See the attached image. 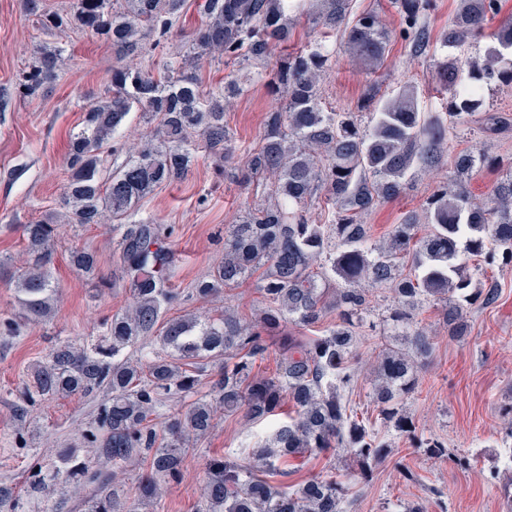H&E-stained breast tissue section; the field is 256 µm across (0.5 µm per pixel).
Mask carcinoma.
Listing matches in <instances>:
<instances>
[{"instance_id": "obj_1", "label": "carcinoma", "mask_w": 512, "mask_h": 512, "mask_svg": "<svg viewBox=\"0 0 512 512\" xmlns=\"http://www.w3.org/2000/svg\"><path fill=\"white\" fill-rule=\"evenodd\" d=\"M395 3L402 36L422 48L426 34L419 18L425 3ZM181 7L182 0L117 5L74 0L68 8L41 14V21L49 30L79 26L123 55L137 57L144 50L142 29L161 44ZM496 8V0H460L442 35L444 52L432 60L435 80L448 93L455 128L467 131L476 124L480 132L494 134L508 125V118L495 113L477 116L485 86L512 81V18L487 31ZM201 9L205 22L189 40L190 54L167 62V76L115 67L107 96L85 110L82 127L70 140L64 211L23 226L26 262L12 279L26 320L51 318L57 289L50 265L64 225H107L135 211L156 187L187 175L195 160L194 134L213 154L232 156L224 111L237 87L226 86L224 94L206 100L184 67L223 57L265 63L276 46L288 42L290 23L283 0H203ZM313 20L324 29H343L345 53L365 69L375 70L386 60L390 32L377 14L352 17L350 0H318ZM484 38L491 44L483 63H466L454 55ZM62 62L55 47L34 51L19 82L21 93L36 96L51 87ZM329 63L322 45L276 59L267 83L285 105L266 113L263 141L250 152L238 179H272L271 196L277 201L239 217L224 234L223 260L195 284L196 296L206 300L260 269L265 306L251 321L229 309L217 318L186 314L171 319L160 333L162 351L142 363L131 349L153 335L162 307L174 299L168 286L173 229L154 220L118 225V258L130 278L132 304L106 323L98 342H60L34 363L15 407V418L23 423L48 400L106 393L91 428L82 434L95 453L59 450L47 472L29 477L27 499L50 501V512H64L68 493L89 489L86 512H144L157 504L163 484L181 476L190 445L211 432L222 410L240 413L248 422L270 421L272 431L252 449L248 463L230 456L207 461L197 512H345L344 489L330 477L315 476L290 490L257 477L255 470L284 474L290 458L343 449L366 476L371 463L389 455V444L343 400L355 384L349 360L374 288L391 293L389 319L404 343L379 352L372 400L384 426L416 439L432 455H445L441 443L417 435L415 422L401 407L415 388L420 361L434 345L413 311L423 304L441 306L448 339L463 341L472 310L495 302L497 289L476 286L480 267L474 261L512 263V167L475 202L464 182L487 159L459 154L455 178L428 197L424 218L410 214L393 225L383 244L370 245L361 217L400 195L416 169L439 166L446 127L418 110L417 93L407 86L368 100L359 112L325 111L319 81ZM135 104L156 126L140 148L129 149L128 158L109 172L101 149ZM321 197L336 207L331 224L309 222V208ZM423 223L430 229L422 235ZM69 262L96 287H108L94 253L75 248ZM329 311L336 312L338 322L325 334L305 342L288 337L276 375L253 373L267 336L288 324L313 326ZM205 380L209 390L200 395ZM191 395L196 399L165 417L163 430L152 425L168 401ZM285 405L294 416L276 419ZM136 457L147 461L149 472L141 477L137 502L129 504L114 481Z\"/></svg>"}]
</instances>
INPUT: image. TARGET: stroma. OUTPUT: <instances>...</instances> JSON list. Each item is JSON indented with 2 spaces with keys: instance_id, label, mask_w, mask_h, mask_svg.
<instances>
[{
  "instance_id": "stroma-1",
  "label": "stroma",
  "mask_w": 512,
  "mask_h": 512,
  "mask_svg": "<svg viewBox=\"0 0 512 512\" xmlns=\"http://www.w3.org/2000/svg\"><path fill=\"white\" fill-rule=\"evenodd\" d=\"M199 2L184 0L166 44H147L142 55L126 60L109 43L81 30H42L26 11L25 0H0L1 263L10 268L20 266L23 224L61 211L70 138L80 129L93 98L104 96L112 69L125 64L162 75L171 54L186 51L188 36L203 23ZM427 2L421 18L426 49L417 54L400 38V18L390 0H352L353 13L376 12L394 33L387 60L374 72L350 61L340 48V35H327L312 27L310 0H289L291 37L276 51L293 52L310 42L333 50L330 65L320 78L323 101L332 110L354 112L364 98L374 95L381 99L410 84L416 88L420 111L444 119L447 103L434 89L429 64L442 52L441 34L453 19L459 0ZM46 43L63 51L60 78L43 94L24 96L18 86L20 77L31 65L36 47ZM265 71V65L254 62L201 61L193 74L204 95L223 89L229 77L241 80L242 92L224 112L235 157L224 164L210 152H200L185 177L157 187L133 214L134 219H154L174 229L171 244L177 261L171 284L176 299L164 309L163 319L207 309L216 314L228 308L250 320L264 305L255 276L226 289L211 303L198 299L192 288L223 258L225 228L245 210L269 201L265 183L243 187L235 179L247 151L262 141L267 112L279 104L268 89ZM461 152L492 158V166L467 181L472 197L485 198L501 169L512 166V126L492 136L465 131L451 134L439 167L418 170L399 197L364 216L373 243H383L392 226L406 215L421 212L433 190L450 180L453 159ZM117 237L116 229L105 226H64L51 266L59 299L49 321H23L14 284L0 280V483L13 484L16 493H23L37 464L49 460L50 449L82 447V434L104 399L103 394L95 393L51 400L39 407L38 424L30 428H20L13 419L32 363L59 342L96 339L106 320L130 306L129 284L115 255ZM75 247L96 253L110 288L96 290L69 265L68 253ZM480 283L495 285L499 296L492 307L473 311L466 341H449L439 309L426 304L416 312L419 325L436 330L437 335L433 352L403 407L423 437L444 443L447 457H429L414 441L389 429L385 435L391 452L372 463L369 478H362L341 453L290 460L288 476H272V483L296 486L332 469L348 489V512H404L408 504L417 502L422 503L424 512H506L498 486L512 476V424L503 415L504 408L512 404V264L488 268ZM372 303L371 323L363 327L351 358L357 384L348 401L361 413L374 409L369 399L374 361L380 350L393 343L384 321L391 306L389 291L373 290ZM270 429L267 422L246 424L238 413L220 414L211 433L189 450L181 479L169 484L157 512H195L208 459L227 454L246 458L258 438ZM462 456L472 459V467L457 465ZM404 467L415 473V481L403 479L400 470ZM492 472L497 475L493 484L487 481Z\"/></svg>"
}]
</instances>
